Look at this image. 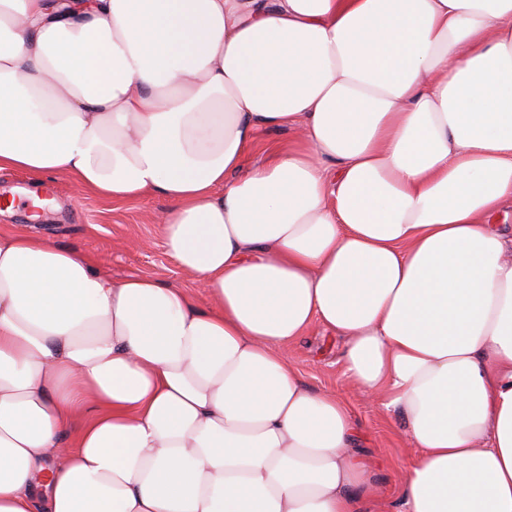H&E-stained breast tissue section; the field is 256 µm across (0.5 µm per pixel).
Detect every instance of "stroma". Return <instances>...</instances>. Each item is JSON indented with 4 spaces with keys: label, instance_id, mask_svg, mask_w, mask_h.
Wrapping results in <instances>:
<instances>
[{
    "label": "stroma",
    "instance_id": "1",
    "mask_svg": "<svg viewBox=\"0 0 512 512\" xmlns=\"http://www.w3.org/2000/svg\"><path fill=\"white\" fill-rule=\"evenodd\" d=\"M52 182L54 206L44 211L36 225L50 243L87 255L116 279L138 274L186 287L200 307H208L203 288L180 271L165 248L162 229L154 221L167 206L163 197L115 204L84 190L68 176H53ZM35 188L34 179L24 173L0 171V193L8 190L15 194L11 212L0 214V225L18 230L31 225L27 195ZM343 349L340 338L325 335L315 325L301 339L286 345L284 353L312 391L336 395L351 405L364 436L358 454L372 467L383 512H395L413 452L398 430L397 419L380 401L362 397L349 384L343 372Z\"/></svg>",
    "mask_w": 512,
    "mask_h": 512
}]
</instances>
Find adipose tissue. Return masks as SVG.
Listing matches in <instances>:
<instances>
[{
    "mask_svg": "<svg viewBox=\"0 0 512 512\" xmlns=\"http://www.w3.org/2000/svg\"><path fill=\"white\" fill-rule=\"evenodd\" d=\"M6 169L165 198L211 304L0 226V512H378L316 323L399 512H512V0H0ZM343 349L340 338L326 336L320 326L313 325L301 339L286 345L284 353L312 391L336 395L351 405L364 436L357 453L372 466L383 512H394L413 452L398 431L397 419L380 401L363 398L349 384L343 372Z\"/></svg>",
    "mask_w": 512,
    "mask_h": 512,
    "instance_id": "adipose-tissue-1",
    "label": "adipose tissue"
}]
</instances>
